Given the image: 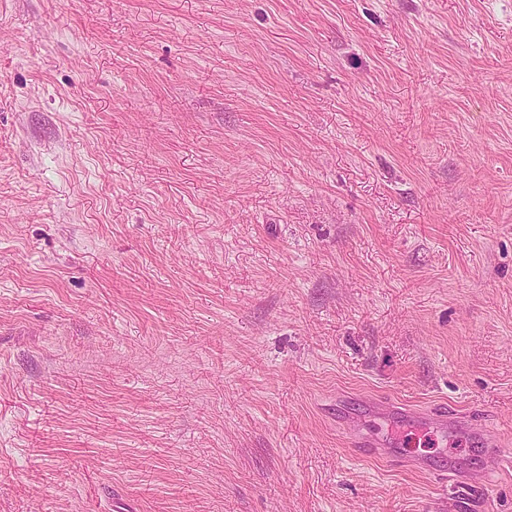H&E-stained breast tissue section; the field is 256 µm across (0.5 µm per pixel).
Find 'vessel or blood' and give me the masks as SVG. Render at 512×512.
I'll use <instances>...</instances> for the list:
<instances>
[{
	"instance_id": "1",
	"label": "vessel or blood",
	"mask_w": 512,
	"mask_h": 512,
	"mask_svg": "<svg viewBox=\"0 0 512 512\" xmlns=\"http://www.w3.org/2000/svg\"><path fill=\"white\" fill-rule=\"evenodd\" d=\"M361 402L366 410V419L353 416L337 419L349 447L368 457L409 466L421 474H446L462 487L477 488L482 485L485 471L460 472L449 464L441 466L427 457L405 454L398 446L399 434L413 431L433 434L443 439L469 436L484 448H497V434L479 424L472 415L449 413L433 407L410 406L371 396L362 397Z\"/></svg>"
}]
</instances>
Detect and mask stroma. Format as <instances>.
<instances>
[{"label":"stroma","instance_id":"1","mask_svg":"<svg viewBox=\"0 0 512 512\" xmlns=\"http://www.w3.org/2000/svg\"><path fill=\"white\" fill-rule=\"evenodd\" d=\"M512 0H0V512H512ZM365 407V419L354 416H337L350 448H354L368 457L395 462L400 466L408 465L421 474L440 472L447 474L457 485L478 488L482 485L487 471L458 472L452 465L439 466L432 459L419 455H408L398 448V435L402 432H423L439 436L448 442V438L469 436L476 439L483 448H499V438L481 424L471 414L457 411L448 413L433 407L410 406L389 399L362 396ZM368 418V419H367ZM380 420L384 433L375 430L370 422ZM464 488V487H463Z\"/></svg>","mask_w":512,"mask_h":512}]
</instances>
